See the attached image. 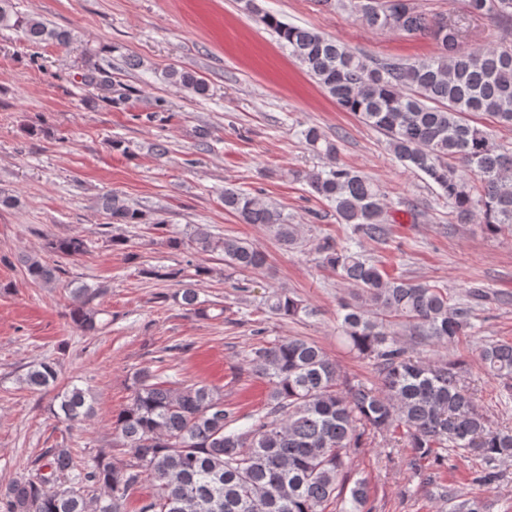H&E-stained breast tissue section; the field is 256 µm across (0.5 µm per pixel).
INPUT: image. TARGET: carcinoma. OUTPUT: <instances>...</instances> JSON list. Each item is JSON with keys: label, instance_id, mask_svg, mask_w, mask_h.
<instances>
[{"label": "carcinoma", "instance_id": "cac0c4a2", "mask_svg": "<svg viewBox=\"0 0 512 512\" xmlns=\"http://www.w3.org/2000/svg\"><path fill=\"white\" fill-rule=\"evenodd\" d=\"M373 29L429 35L440 52L414 63L399 58L367 61L343 44L305 27L289 25L265 13L290 56L347 112L382 132L389 150L406 169L435 183L461 217L479 211L492 232L512 230V148L493 132L469 122L483 114L512 127V44L465 49L459 31L441 18L416 10L412 0H350ZM468 11L512 33V0H467ZM24 34L32 44L65 46L70 32L12 10L0 0V28ZM85 54L84 82L112 87L109 73ZM174 86L204 95L208 86L196 73L171 69ZM304 143L329 163L306 175L311 193L328 202L336 221L349 230L339 246L325 238L316 251L323 266L352 286L341 303L339 334L350 351L370 357L378 385L340 386L336 364L312 341L282 337L261 341L248 355L251 370L270 385L265 411L238 421L224 407V394L209 384L171 380L161 369L135 378L129 402L115 419L119 446L129 459L115 466L101 458L77 461L67 448H46L32 467L0 487V512H121L123 502L145 478L157 494L139 512H327L335 501L342 512H366L369 483L347 485L351 452L368 432L402 430L412 456L409 468L422 473L425 463L442 466L451 454L473 458L480 467L471 482L480 492L459 500L454 488L442 492L448 512H485L482 492L499 478L498 463L512 458V429L491 425L464 382L463 363L426 364L400 337L415 344L445 345L469 335L474 306L457 302L448 289L388 274L365 258L366 241L389 235L387 204L379 186L337 159V146L317 127L301 131ZM454 159L460 168L448 165ZM224 209L243 224H263L284 245L300 241L299 225L260 196L224 188ZM110 224L147 223L145 214L115 194L102 196ZM176 251L221 252L234 270L257 271L266 255L250 241L215 235L207 224H190L166 240ZM63 255L86 252L75 235L51 244ZM20 261L40 283L56 282V268L37 255ZM84 304L71 311L74 326L97 328L98 311L86 307L96 295L88 286L72 289ZM174 298L187 311H199L195 288L183 283ZM266 311L280 318L312 316L315 310L273 291ZM487 375L512 392V342L491 341L478 350ZM56 380L49 362L30 368L22 382L42 391ZM58 414L69 421L90 417L89 392L77 386L56 396Z\"/></svg>", "mask_w": 512, "mask_h": 512}]
</instances>
